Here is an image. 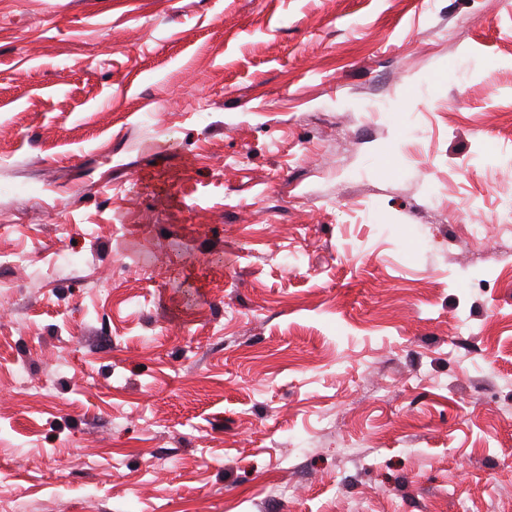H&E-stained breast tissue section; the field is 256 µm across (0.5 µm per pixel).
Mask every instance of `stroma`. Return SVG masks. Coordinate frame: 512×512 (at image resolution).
<instances>
[{
  "instance_id": "stroma-1",
  "label": "stroma",
  "mask_w": 512,
  "mask_h": 512,
  "mask_svg": "<svg viewBox=\"0 0 512 512\" xmlns=\"http://www.w3.org/2000/svg\"><path fill=\"white\" fill-rule=\"evenodd\" d=\"M510 198L512 0H0V512H512Z\"/></svg>"
}]
</instances>
